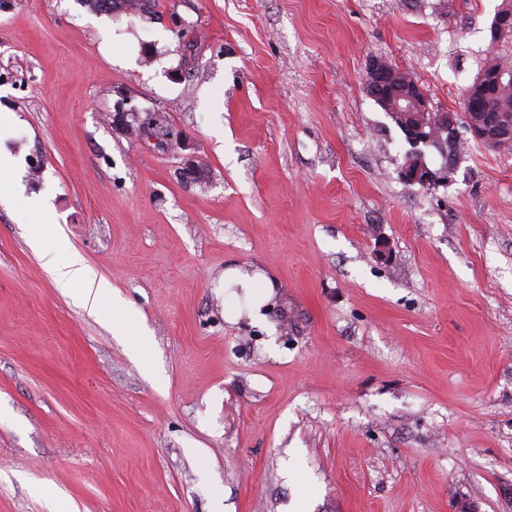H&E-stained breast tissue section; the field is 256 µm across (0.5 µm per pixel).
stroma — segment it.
<instances>
[{
  "mask_svg": "<svg viewBox=\"0 0 512 512\" xmlns=\"http://www.w3.org/2000/svg\"><path fill=\"white\" fill-rule=\"evenodd\" d=\"M502 0H0V146L143 325L0 204V512H512V148L435 188L371 59L462 113ZM160 112L176 139L120 109ZM264 272L253 309L227 268ZM134 1V2H132ZM154 0H85L88 6L97 12H107L111 11L112 8L115 7L116 3L119 2L122 4V7L126 10L129 8L136 10L135 12L143 13L149 12L150 9L154 6ZM417 156V166L407 163L402 166L400 176L401 179L408 184H418L421 187H429L435 184L440 178L438 174L432 170L424 159V154L421 151L412 152ZM32 209L44 224H30L31 245L37 250L42 259H45L46 267L51 271L55 281L63 284L76 283L81 288L78 300L91 310H100L106 301L112 302V321H119L123 313L122 299L114 294L111 283L103 277H97L94 271L85 263L84 259L76 252L72 253L67 261L58 262L55 256L44 247L47 232L59 234L60 228L52 224V212L38 196L32 195Z\"/></svg>",
  "mask_w": 512,
  "mask_h": 512,
  "instance_id": "1",
  "label": "stroma"
}]
</instances>
